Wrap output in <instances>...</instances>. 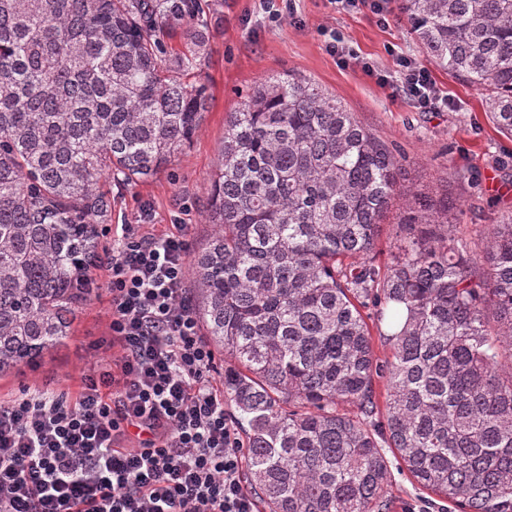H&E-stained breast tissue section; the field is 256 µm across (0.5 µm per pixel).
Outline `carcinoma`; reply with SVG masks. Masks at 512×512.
<instances>
[{
    "mask_svg": "<svg viewBox=\"0 0 512 512\" xmlns=\"http://www.w3.org/2000/svg\"><path fill=\"white\" fill-rule=\"evenodd\" d=\"M403 10L512 138V0ZM222 17L224 0H0V364L69 336L95 292L76 282L112 212L105 183L152 176L191 142ZM404 181L310 79H262L227 116L191 302L268 512H385L394 464L457 512H512V211L481 225L478 262L451 230L457 206ZM393 208L408 234L381 266Z\"/></svg>",
    "mask_w": 512,
    "mask_h": 512,
    "instance_id": "obj_1",
    "label": "carcinoma"
}]
</instances>
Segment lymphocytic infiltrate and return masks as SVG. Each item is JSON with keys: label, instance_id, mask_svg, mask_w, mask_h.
<instances>
[{"label": "lymphocytic infiltrate", "instance_id": "obj_1", "mask_svg": "<svg viewBox=\"0 0 512 512\" xmlns=\"http://www.w3.org/2000/svg\"><path fill=\"white\" fill-rule=\"evenodd\" d=\"M396 84L417 109L448 101L430 72L404 55ZM184 230L122 227L106 249L114 366L84 378L74 400L42 393L0 403V512H258L244 484L245 452L224 407L215 353L188 296ZM138 447L122 441L128 429Z\"/></svg>", "mask_w": 512, "mask_h": 512}]
</instances>
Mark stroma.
<instances>
[{
  "label": "stroma",
  "mask_w": 512,
  "mask_h": 512,
  "mask_svg": "<svg viewBox=\"0 0 512 512\" xmlns=\"http://www.w3.org/2000/svg\"><path fill=\"white\" fill-rule=\"evenodd\" d=\"M267 6L268 0H224V21L213 31L202 72L210 95L204 121L190 147L166 169L135 185L113 187L108 221L113 234L145 214L160 230L185 225L191 251H199L211 233L203 221L206 187L227 113L238 107L240 92L256 81L290 74L315 81L393 147L407 171L406 186L448 193L461 209L455 234L471 241L474 254L482 255L479 225L512 209V140L492 124L481 91L435 63L402 10L383 23L365 9L339 13L327 0H294L293 14L271 27L265 21ZM331 30L382 73H393L395 52L413 58L453 99V108L416 109L394 87L367 76L355 60L339 61L326 49ZM109 299L104 290L94 296L77 313L68 338L46 349L37 366L22 364L1 375L0 402L46 391L75 397L84 376L116 354L107 344ZM387 499L388 512L442 509L400 472L392 475Z\"/></svg>",
  "instance_id": "stroma-1"
}]
</instances>
